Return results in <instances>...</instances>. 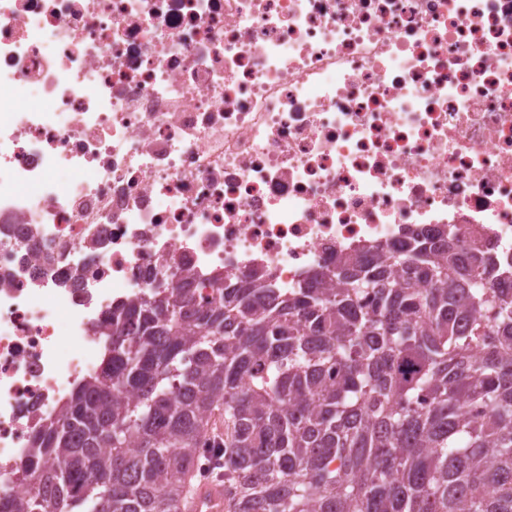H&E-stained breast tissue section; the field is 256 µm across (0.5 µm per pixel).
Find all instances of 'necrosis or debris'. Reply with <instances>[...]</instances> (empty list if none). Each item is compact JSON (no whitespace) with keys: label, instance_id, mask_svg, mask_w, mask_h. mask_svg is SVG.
Here are the masks:
<instances>
[{"label":"necrosis or debris","instance_id":"1","mask_svg":"<svg viewBox=\"0 0 512 512\" xmlns=\"http://www.w3.org/2000/svg\"><path fill=\"white\" fill-rule=\"evenodd\" d=\"M2 104L0 470L157 284L512 257V0H0Z\"/></svg>","mask_w":512,"mask_h":512}]
</instances>
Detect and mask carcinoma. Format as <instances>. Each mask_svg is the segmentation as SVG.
I'll return each instance as SVG.
<instances>
[{"label":"carcinoma","instance_id":"carcinoma-1","mask_svg":"<svg viewBox=\"0 0 512 512\" xmlns=\"http://www.w3.org/2000/svg\"><path fill=\"white\" fill-rule=\"evenodd\" d=\"M332 288H152L9 471L54 512H178L214 417L226 512H512V261L419 229ZM33 491L0 512H35Z\"/></svg>","mask_w":512,"mask_h":512}]
</instances>
